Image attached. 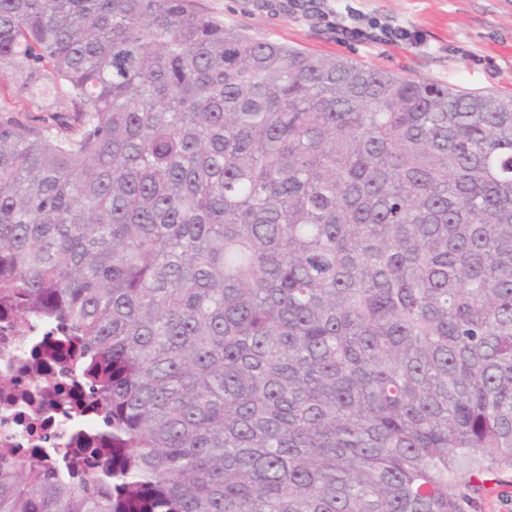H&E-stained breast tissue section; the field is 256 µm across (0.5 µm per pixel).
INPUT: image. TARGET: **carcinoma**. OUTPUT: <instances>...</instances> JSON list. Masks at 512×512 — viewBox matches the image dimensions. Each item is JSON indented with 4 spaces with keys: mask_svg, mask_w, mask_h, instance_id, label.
I'll return each mask as SVG.
<instances>
[{
    "mask_svg": "<svg viewBox=\"0 0 512 512\" xmlns=\"http://www.w3.org/2000/svg\"><path fill=\"white\" fill-rule=\"evenodd\" d=\"M0 301L112 425L0 512H465L512 471V96L192 0H0ZM0 109L10 110L20 118L32 110L27 100L18 93L11 68L0 69Z\"/></svg>",
    "mask_w": 512,
    "mask_h": 512,
    "instance_id": "1",
    "label": "carcinoma"
}]
</instances>
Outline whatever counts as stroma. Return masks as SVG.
Listing matches in <instances>:
<instances>
[{
	"mask_svg": "<svg viewBox=\"0 0 512 512\" xmlns=\"http://www.w3.org/2000/svg\"><path fill=\"white\" fill-rule=\"evenodd\" d=\"M196 8L254 37L473 92L512 94V0H195ZM407 27L408 44L341 40L338 11ZM467 512H512V473L489 476Z\"/></svg>",
	"mask_w": 512,
	"mask_h": 512,
	"instance_id": "stroma-1",
	"label": "stroma"
}]
</instances>
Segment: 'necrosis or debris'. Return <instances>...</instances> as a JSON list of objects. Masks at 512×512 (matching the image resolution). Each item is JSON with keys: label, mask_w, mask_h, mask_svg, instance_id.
Here are the masks:
<instances>
[{"label": "necrosis or debris", "mask_w": 512, "mask_h": 512, "mask_svg": "<svg viewBox=\"0 0 512 512\" xmlns=\"http://www.w3.org/2000/svg\"><path fill=\"white\" fill-rule=\"evenodd\" d=\"M49 321L0 315V448L29 451L50 469H88L75 454V426L92 430L95 417L78 416L59 406L55 387L78 395L81 381L75 358L52 359L46 350L55 344Z\"/></svg>", "instance_id": "necrosis-or-debris-1"}]
</instances>
